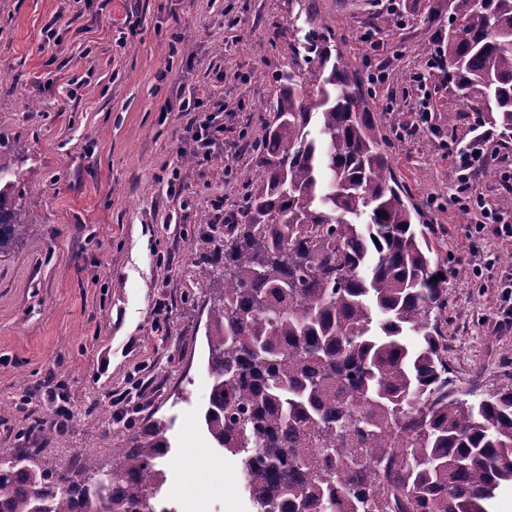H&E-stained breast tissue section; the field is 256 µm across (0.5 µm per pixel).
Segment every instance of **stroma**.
I'll return each instance as SVG.
<instances>
[{
  "instance_id": "35a3bbf8",
  "label": "stroma",
  "mask_w": 512,
  "mask_h": 512,
  "mask_svg": "<svg viewBox=\"0 0 512 512\" xmlns=\"http://www.w3.org/2000/svg\"><path fill=\"white\" fill-rule=\"evenodd\" d=\"M0 0V182L35 225L0 257V460L36 449L46 470L109 464L154 421L169 452L161 495L175 512H255L238 460L204 414L212 377L210 295L201 267L224 256V221L246 192L274 80L310 25L365 72L394 173L448 263V362L485 395L512 387V238L476 231L448 181L475 113L427 60L443 46L448 0ZM220 126L195 158L183 100ZM432 120L414 134L421 101ZM497 176L484 206L512 224V145L481 144ZM223 167V180L212 177ZM483 206V207H484ZM201 241L193 249V241ZM56 385L69 417L52 428Z\"/></svg>"
}]
</instances>
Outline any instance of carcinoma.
<instances>
[{
  "instance_id": "1",
  "label": "carcinoma",
  "mask_w": 512,
  "mask_h": 512,
  "mask_svg": "<svg viewBox=\"0 0 512 512\" xmlns=\"http://www.w3.org/2000/svg\"><path fill=\"white\" fill-rule=\"evenodd\" d=\"M440 66L458 100L512 143V0H451ZM311 27L246 142L252 188L199 276L212 398L205 424L241 458L257 512H489L512 482V388L474 402L448 364L446 279L397 180L360 70ZM34 216L0 187V254ZM160 424L78 473L83 512L158 508ZM20 452L0 512H69L72 475ZM104 483L88 481L104 470Z\"/></svg>"
}]
</instances>
